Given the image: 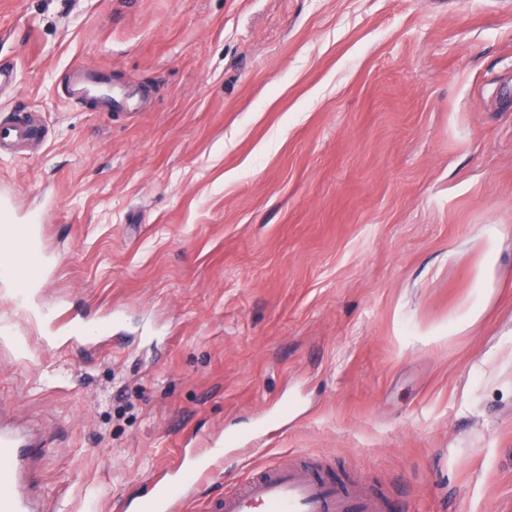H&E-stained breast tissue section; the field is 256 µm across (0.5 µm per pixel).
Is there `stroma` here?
<instances>
[{
	"instance_id": "35a3bbf8",
	"label": "stroma",
	"mask_w": 512,
	"mask_h": 512,
	"mask_svg": "<svg viewBox=\"0 0 512 512\" xmlns=\"http://www.w3.org/2000/svg\"><path fill=\"white\" fill-rule=\"evenodd\" d=\"M0 414L46 512H125L180 449L332 454L403 512L512 507V0H0ZM136 90L101 112L71 68ZM119 327L79 347L70 329ZM40 134L39 124L32 119L1 122L0 147L7 148L33 141ZM40 224H24L14 231V243L19 248L18 260L11 269L12 278L24 279L29 286L35 285L46 272V265L32 262V247L38 238Z\"/></svg>"
}]
</instances>
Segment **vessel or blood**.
<instances>
[{"label":"vessel or blood","instance_id":"obj_1","mask_svg":"<svg viewBox=\"0 0 512 512\" xmlns=\"http://www.w3.org/2000/svg\"><path fill=\"white\" fill-rule=\"evenodd\" d=\"M72 92L91 97L100 111L122 107L124 99L112 90L104 76L77 66L73 69ZM39 124L17 119L0 125V147L17 146L34 140ZM39 225L16 228L14 242L18 260L10 274L35 285L46 271L33 262L32 247ZM44 443L35 433L0 424V512H33L31 490L37 481L32 467ZM222 466L220 456L202 458L179 452L172 473L186 476L185 486L156 479L140 499L130 500L127 512H182L190 489L213 484ZM400 507L385 491L350 481L339 474L331 461L301 460L288 465L268 461L224 492L206 496L204 512H399Z\"/></svg>","mask_w":512,"mask_h":512}]
</instances>
